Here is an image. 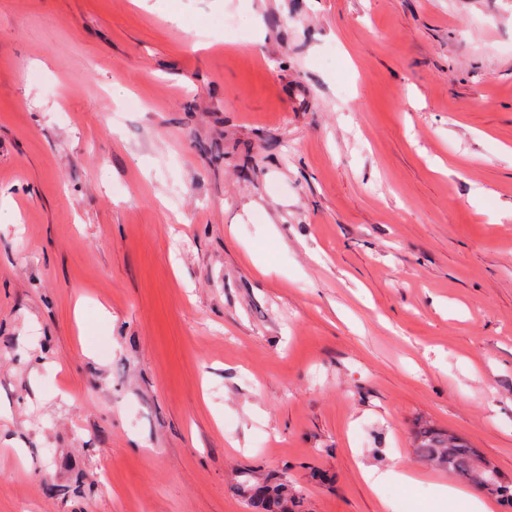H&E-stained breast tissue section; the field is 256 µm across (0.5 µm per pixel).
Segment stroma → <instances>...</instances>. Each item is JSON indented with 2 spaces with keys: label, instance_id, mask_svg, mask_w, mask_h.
I'll return each mask as SVG.
<instances>
[{
  "label": "stroma",
  "instance_id": "obj_1",
  "mask_svg": "<svg viewBox=\"0 0 512 512\" xmlns=\"http://www.w3.org/2000/svg\"><path fill=\"white\" fill-rule=\"evenodd\" d=\"M0 203V512L512 481V0H0ZM415 452L425 462L445 470L458 481L484 488L500 497L512 496L508 485L499 480L498 488H485L478 483L473 472L479 464L476 454L464 440L431 427H421L415 435ZM362 477L373 489H376L379 484L387 481H394L405 487H410L416 482L415 477L411 473L396 469H390L380 474L363 471ZM244 480L238 489L254 512H296L300 499L290 492L287 480L268 484L255 479L250 472H244Z\"/></svg>",
  "mask_w": 512,
  "mask_h": 512
}]
</instances>
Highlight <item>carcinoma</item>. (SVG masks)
Masks as SVG:
<instances>
[{
    "mask_svg": "<svg viewBox=\"0 0 512 512\" xmlns=\"http://www.w3.org/2000/svg\"><path fill=\"white\" fill-rule=\"evenodd\" d=\"M415 452L425 462L445 470L458 481L477 484L473 472L476 454L464 440L431 427H421L415 435ZM239 490L254 512H298L300 499L290 492L286 480L262 482L251 473H243Z\"/></svg>",
    "mask_w": 512,
    "mask_h": 512,
    "instance_id": "1",
    "label": "carcinoma"
}]
</instances>
